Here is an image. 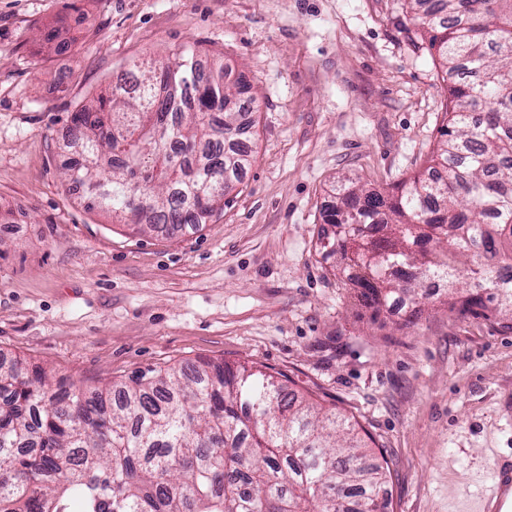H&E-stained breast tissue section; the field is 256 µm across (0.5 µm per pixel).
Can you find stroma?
Segmentation results:
<instances>
[{"mask_svg": "<svg viewBox=\"0 0 512 512\" xmlns=\"http://www.w3.org/2000/svg\"><path fill=\"white\" fill-rule=\"evenodd\" d=\"M185 46L251 85L252 162L200 230L138 234L65 182L70 116ZM447 100L406 0H0V360L89 390L263 366L367 432L389 512H462L512 456V330L441 295L416 327L373 318L318 243L338 186L427 166Z\"/></svg>", "mask_w": 512, "mask_h": 512, "instance_id": "stroma-1", "label": "stroma"}]
</instances>
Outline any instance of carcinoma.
Instances as JSON below:
<instances>
[{
	"label": "carcinoma",
	"instance_id": "obj_1",
	"mask_svg": "<svg viewBox=\"0 0 512 512\" xmlns=\"http://www.w3.org/2000/svg\"><path fill=\"white\" fill-rule=\"evenodd\" d=\"M410 2L449 80L441 140L393 192L339 188L319 243L361 272L356 296L378 313L441 277L467 293L450 314L512 316V0ZM45 39L71 46L60 28ZM250 91L191 48L135 62L72 113L68 182L144 232L203 223L251 163ZM369 457L358 422L257 367L149 369L89 397L0 363V512H386Z\"/></svg>",
	"mask_w": 512,
	"mask_h": 512
}]
</instances>
